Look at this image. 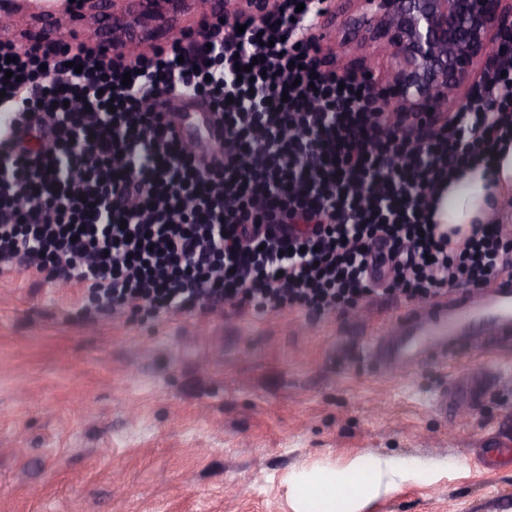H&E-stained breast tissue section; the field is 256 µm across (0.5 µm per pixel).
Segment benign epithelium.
Returning a JSON list of instances; mask_svg holds the SVG:
<instances>
[{"mask_svg":"<svg viewBox=\"0 0 512 512\" xmlns=\"http://www.w3.org/2000/svg\"><path fill=\"white\" fill-rule=\"evenodd\" d=\"M350 26L332 29V16L318 38L326 45L324 62L332 66L336 50L356 40L372 45L388 59L381 74L364 63L336 70L344 80L366 82L387 105L391 130L413 133V142L426 151L441 125L463 114L474 99L480 70L495 69L501 48L512 43V3L509 0H345ZM273 11L271 0H224V17L240 13L263 16ZM124 23L116 19L121 42L101 45L112 56L118 44L144 47L122 39Z\"/></svg>","mask_w":512,"mask_h":512,"instance_id":"benign-epithelium-1","label":"benign epithelium"}]
</instances>
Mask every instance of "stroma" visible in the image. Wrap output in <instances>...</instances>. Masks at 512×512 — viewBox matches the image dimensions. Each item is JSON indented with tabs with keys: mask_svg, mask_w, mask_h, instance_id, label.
Instances as JSON below:
<instances>
[{
	"mask_svg": "<svg viewBox=\"0 0 512 512\" xmlns=\"http://www.w3.org/2000/svg\"><path fill=\"white\" fill-rule=\"evenodd\" d=\"M83 284L0 274V512H296V478L372 455L418 464L362 512H512V341L383 373L364 344L408 302L88 322ZM483 380L438 413V394Z\"/></svg>",
	"mask_w": 512,
	"mask_h": 512,
	"instance_id": "1",
	"label": "stroma"
}]
</instances>
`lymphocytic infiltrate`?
Segmentation results:
<instances>
[{
    "instance_id": "lymphocytic-infiltrate-1",
    "label": "lymphocytic infiltrate",
    "mask_w": 512,
    "mask_h": 512,
    "mask_svg": "<svg viewBox=\"0 0 512 512\" xmlns=\"http://www.w3.org/2000/svg\"><path fill=\"white\" fill-rule=\"evenodd\" d=\"M325 4L282 0L231 23L205 13L184 39L106 63L82 41L1 40L0 270L22 259L88 284L87 319L288 307L323 319L380 285L417 300L506 272L511 228L481 224L451 245L432 201L512 139V61L485 85L496 108L475 98L423 154L389 132L383 102L362 111L366 83L320 65ZM184 92L223 125L221 152L181 150L168 114ZM78 137L91 153L68 152Z\"/></svg>"
}]
</instances>
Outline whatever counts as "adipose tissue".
I'll use <instances>...</instances> for the list:
<instances>
[{"mask_svg":"<svg viewBox=\"0 0 512 512\" xmlns=\"http://www.w3.org/2000/svg\"><path fill=\"white\" fill-rule=\"evenodd\" d=\"M512 194V141L496 149L490 162L471 164L438 193L434 220L470 234L474 225L491 222L504 197ZM416 470L404 460H357L341 472L305 473L296 486L305 512H358L380 490L386 474L405 479Z\"/></svg>","mask_w":512,"mask_h":512,"instance_id":"adipose-tissue-1","label":"adipose tissue"}]
</instances>
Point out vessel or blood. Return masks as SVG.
Segmentation results:
<instances>
[{
	"mask_svg": "<svg viewBox=\"0 0 512 512\" xmlns=\"http://www.w3.org/2000/svg\"><path fill=\"white\" fill-rule=\"evenodd\" d=\"M176 128L198 151L208 143L223 141L220 131L205 139L197 127L182 120ZM510 337L512 275L503 274L488 286L468 289L426 312H407L396 327L372 339L368 353L383 369L403 370L424 361H445L482 351Z\"/></svg>",
	"mask_w": 512,
	"mask_h": 512,
	"instance_id": "vessel-or-blood-1",
	"label": "vessel or blood"
}]
</instances>
